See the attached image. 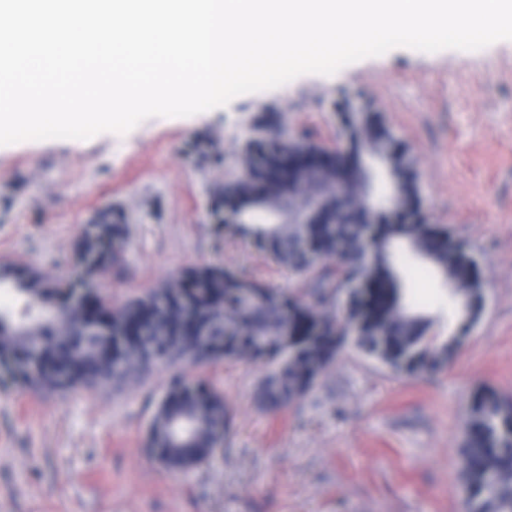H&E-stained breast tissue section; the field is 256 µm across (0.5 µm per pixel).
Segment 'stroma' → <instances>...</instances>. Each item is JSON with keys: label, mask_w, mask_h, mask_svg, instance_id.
<instances>
[{"label": "stroma", "mask_w": 512, "mask_h": 512, "mask_svg": "<svg viewBox=\"0 0 512 512\" xmlns=\"http://www.w3.org/2000/svg\"><path fill=\"white\" fill-rule=\"evenodd\" d=\"M376 113L419 176L426 221L466 240L485 306L441 371L398 374L345 346L315 386L278 414L255 400L272 370L208 368L232 430L210 464L183 474L146 448L173 376L72 393L0 388V512H460L462 440L472 397L512 400V41L476 52L396 48L327 77L300 76L188 118L129 133L0 146V259L68 278L84 224L128 219L121 266L99 276L114 305L212 262L284 285L288 272L248 243L218 238L215 188L235 173L254 124L338 141L342 106ZM407 299L441 343L459 321L435 268L413 260Z\"/></svg>", "instance_id": "1"}]
</instances>
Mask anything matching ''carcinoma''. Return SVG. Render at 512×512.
Segmentation results:
<instances>
[{
    "label": "carcinoma",
    "mask_w": 512,
    "mask_h": 512,
    "mask_svg": "<svg viewBox=\"0 0 512 512\" xmlns=\"http://www.w3.org/2000/svg\"><path fill=\"white\" fill-rule=\"evenodd\" d=\"M348 159L367 153L383 157L400 186L401 213L385 208V194L374 198L367 224H268L262 198L287 186L288 143L281 132L257 125L246 152L264 155L250 178L228 176L217 187L213 213L231 223L224 232L257 245L273 262L288 267L293 283L277 286L250 275L208 264L127 301L118 309L90 285L103 271L120 264L127 241L121 214L105 212L84 225L76 245L75 271L64 282H47L33 267L0 262V284L21 300L0 304V368L16 374L15 383L33 392L87 388L131 372L141 377L155 361L143 355L152 344L165 346L172 322L165 309L170 295L191 303L200 315L224 313V334L201 343L207 362L268 358L275 369L258 387L261 409L276 414L303 397L336 359L340 337L393 370L414 374L446 362L459 345L449 336L430 350L429 321L410 310L402 292L393 248L432 262L456 283L462 321L476 316L483 302L478 263L472 252L452 243L437 224H409L403 213L417 203L416 175L384 127L368 114L347 115ZM38 332L36 341L15 335L20 323ZM105 335L96 353L78 355L85 328ZM117 329L121 335H112ZM265 337L269 349L254 352ZM230 416L219 388L203 380L174 378L147 434L153 458L185 474L210 462L212 449L224 446ZM462 512H512V403L481 392L469 406L463 441Z\"/></svg>",
    "instance_id": "obj_1"
}]
</instances>
